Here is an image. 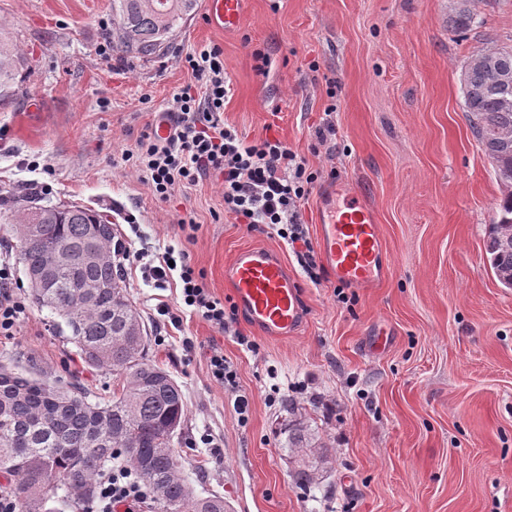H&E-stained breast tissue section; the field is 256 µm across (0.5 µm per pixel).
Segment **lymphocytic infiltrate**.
I'll return each mask as SVG.
<instances>
[{
    "instance_id": "obj_1",
    "label": "lymphocytic infiltrate",
    "mask_w": 512,
    "mask_h": 512,
    "mask_svg": "<svg viewBox=\"0 0 512 512\" xmlns=\"http://www.w3.org/2000/svg\"><path fill=\"white\" fill-rule=\"evenodd\" d=\"M186 62L196 85L176 94L171 104L174 126L169 139H160L146 126L135 147L122 155L129 168L144 175L159 200H170L176 188L204 181L220 184L224 211L240 224L264 226L292 246L301 267L314 274V248L302 222V207L315 183L305 162L277 138L249 142L224 122V101L230 92L224 76L223 52L203 46L189 53ZM123 260L143 262L147 278L157 286L178 279L184 305L225 333H234V317L226 315L224 302L206 288L203 278L181 249L168 247L152 261L124 243L113 246ZM13 265L0 258V337L13 336L26 316V306L14 293ZM142 488L125 469L101 478L98 512L117 505L141 503Z\"/></svg>"
}]
</instances>
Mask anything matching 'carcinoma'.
<instances>
[{"mask_svg": "<svg viewBox=\"0 0 512 512\" xmlns=\"http://www.w3.org/2000/svg\"><path fill=\"white\" fill-rule=\"evenodd\" d=\"M197 0H112L123 52H164ZM497 60L490 73L483 60ZM12 36L0 27V107L16 95L27 67ZM464 111L496 178L512 170V50L471 57L462 71ZM40 224L37 241L19 242L27 270L41 271L50 287L33 288L32 303L57 317L56 333L83 363L112 371V400L93 401L75 383L60 386L31 372L0 365V474L18 512H52L59 491L82 512L98 498L105 465L118 463L140 480L152 512H227L224 497L200 496L183 476L173 445L186 408L171 373L147 357V331L131 302L124 274L112 260L114 229L99 211L77 202L51 203L24 188L0 195V219ZM512 193L496 206L487 240L497 279L512 275ZM92 249L96 259L81 253ZM94 285V293L87 286Z\"/></svg>", "mask_w": 512, "mask_h": 512, "instance_id": "carcinoma-1", "label": "carcinoma"}]
</instances>
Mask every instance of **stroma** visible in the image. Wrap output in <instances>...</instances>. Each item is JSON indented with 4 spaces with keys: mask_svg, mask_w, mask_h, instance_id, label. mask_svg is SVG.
<instances>
[{
    "mask_svg": "<svg viewBox=\"0 0 512 512\" xmlns=\"http://www.w3.org/2000/svg\"><path fill=\"white\" fill-rule=\"evenodd\" d=\"M463 4L474 21L461 29ZM244 11L224 32L196 10L163 54L136 58L112 45V0H0V23L29 61L0 110V193L46 184L53 201L108 214L131 249L182 244L228 309L224 269L240 248L273 249L299 281L297 334L274 339L241 316L234 337L184 311L175 285L123 267L147 356L183 392L174 446L199 494L223 496L230 512H512V288L486 252L502 187L460 88L472 55L512 47V0H246ZM205 45L224 53L225 123L249 141H284L317 173L302 208L309 234L337 185L375 207L391 260L384 282L350 287L325 269L312 281L276 233L225 215L215 183L162 202L125 167L122 153L194 84L185 57ZM257 50L268 75L255 69ZM328 123L334 133L318 143ZM184 219L199 226L193 238ZM162 306L181 323H159ZM213 347L237 390L212 378ZM1 362L112 395L111 371L84 366L33 306L0 340ZM295 419L326 459L284 450L280 428ZM302 463L313 472L304 487L294 482Z\"/></svg>",
    "mask_w": 512,
    "mask_h": 512,
    "instance_id": "1",
    "label": "stroma"
}]
</instances>
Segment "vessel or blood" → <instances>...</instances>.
I'll return each mask as SVG.
<instances>
[{
    "label": "vessel or blood",
    "mask_w": 512,
    "mask_h": 512,
    "mask_svg": "<svg viewBox=\"0 0 512 512\" xmlns=\"http://www.w3.org/2000/svg\"><path fill=\"white\" fill-rule=\"evenodd\" d=\"M243 4L244 0H205L209 24L237 29L244 18ZM317 240L323 262L337 282L371 287L385 279L382 234L370 203L336 191L323 203ZM224 277L242 314L262 332L285 336L302 326L306 314L300 286L272 251L258 247L240 250Z\"/></svg>",
    "instance_id": "1"
}]
</instances>
